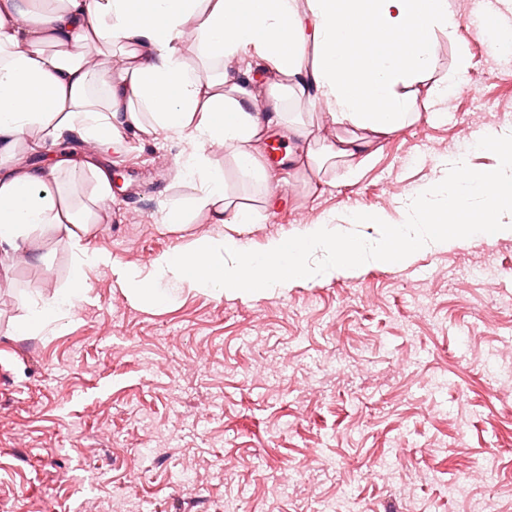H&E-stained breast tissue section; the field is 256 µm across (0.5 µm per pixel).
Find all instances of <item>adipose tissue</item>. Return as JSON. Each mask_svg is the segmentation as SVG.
I'll use <instances>...</instances> for the list:
<instances>
[{
  "label": "adipose tissue",
  "mask_w": 512,
  "mask_h": 512,
  "mask_svg": "<svg viewBox=\"0 0 512 512\" xmlns=\"http://www.w3.org/2000/svg\"><path fill=\"white\" fill-rule=\"evenodd\" d=\"M18 7L19 0H0V254L19 251L48 226L71 244L76 260L69 287L51 302L33 303L15 335L51 328L82 295L85 268L112 264L107 253L83 244L99 208L112 199L111 173L96 166L78 172L65 156L48 168L12 165L21 136L32 128L43 145L76 125L106 148L122 131L147 126L189 141L183 175L199 183L201 193L191 206L172 207L167 223L177 226L190 210H206L226 232L170 251L149 271L119 270L125 292L140 304H163L172 284L186 282L217 296L234 290L251 299L318 276L347 275L369 260L385 263L386 247L366 252L362 240L337 236L330 223L308 224L252 247L239 233L255 222L257 211L228 199L224 170L205 146L223 142L241 171L266 183L259 137L284 122L281 104L294 87L309 103L326 105L332 122L356 131L307 154L302 166L341 159L350 174H358L355 159L375 139L420 120L414 86L431 71L433 39L459 25L448 0H306L301 12L292 0H30L31 23L24 28L16 23ZM191 19L197 23V67L183 56ZM123 42L141 52L115 72L88 70L73 50L77 44L109 48ZM221 57L262 62L292 83L271 87L266 106H259L253 87L229 73H213ZM455 171L456 178L411 200L416 221L400 225L398 233L404 257L474 235L512 236V147L494 173H465L460 160ZM87 175L94 181L90 203L76 191ZM474 197L482 201L477 213L471 210ZM316 251L325 256L318 269L308 262Z\"/></svg>",
  "instance_id": "1"
}]
</instances>
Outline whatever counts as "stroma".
Masks as SVG:
<instances>
[{
	"mask_svg": "<svg viewBox=\"0 0 512 512\" xmlns=\"http://www.w3.org/2000/svg\"><path fill=\"white\" fill-rule=\"evenodd\" d=\"M448 7L462 22L434 38L433 69L416 86L427 113L376 142L357 178L340 163L298 172L282 155L266 189L231 154L216 155L229 198L260 213L244 240L257 248L329 220L337 234L383 245L389 225L410 222V195L451 174L448 154H464L470 171L497 169L512 69H497V52L464 24L470 0ZM456 74L460 90L431 96ZM284 110L307 140L282 124L264 143L304 153L346 133L299 95ZM189 150L147 130L74 151L126 185L156 187L134 207L113 190L86 240L113 265L86 269L82 298L54 331L12 333L32 302L67 286L71 246L46 227L0 264V512H82L89 497L129 512H324L347 500L358 512H512V238L475 236L250 300L183 284L166 305L144 306L113 267L146 271L222 231L204 211L166 223L199 193L182 175ZM353 211L371 223H343ZM481 266L498 278L475 277ZM486 458L489 479L474 472ZM188 465L204 476L190 494ZM460 481L467 496L450 495Z\"/></svg>",
	"mask_w": 512,
	"mask_h": 512,
	"instance_id": "35a3bbf8",
	"label": "stroma"
}]
</instances>
